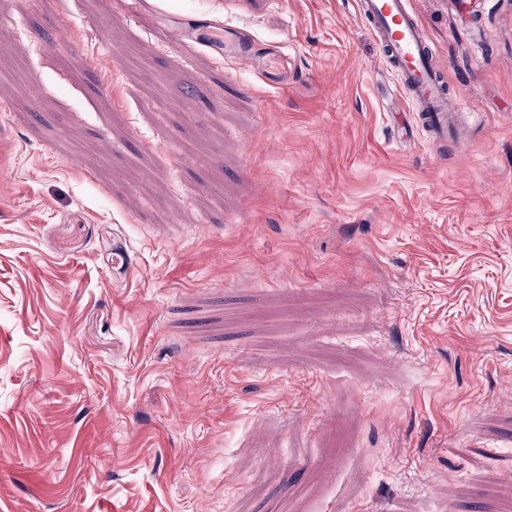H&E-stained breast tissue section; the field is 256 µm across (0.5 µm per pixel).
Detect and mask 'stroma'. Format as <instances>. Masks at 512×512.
Here are the masks:
<instances>
[{
	"label": "stroma",
	"instance_id": "obj_1",
	"mask_svg": "<svg viewBox=\"0 0 512 512\" xmlns=\"http://www.w3.org/2000/svg\"><path fill=\"white\" fill-rule=\"evenodd\" d=\"M0 0V512H512V0ZM412 0H361V15L370 23L383 52L409 98L422 128L439 143L454 141L462 116L449 105L444 80L434 66V51L418 21Z\"/></svg>",
	"mask_w": 512,
	"mask_h": 512
}]
</instances>
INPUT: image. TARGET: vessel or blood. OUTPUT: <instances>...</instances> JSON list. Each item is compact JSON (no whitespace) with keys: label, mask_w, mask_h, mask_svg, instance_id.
<instances>
[{"label":"vessel or blood","mask_w":512,"mask_h":512,"mask_svg":"<svg viewBox=\"0 0 512 512\" xmlns=\"http://www.w3.org/2000/svg\"><path fill=\"white\" fill-rule=\"evenodd\" d=\"M359 9L422 128L436 142L453 140L461 114L449 105L445 82L434 66V51L414 13L412 0H360Z\"/></svg>","instance_id":"vessel-or-blood-1"}]
</instances>
